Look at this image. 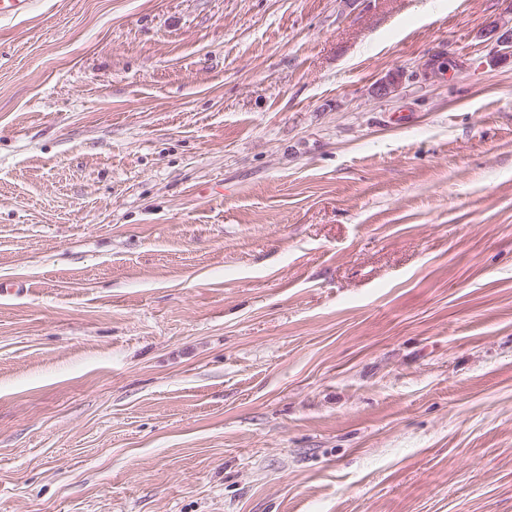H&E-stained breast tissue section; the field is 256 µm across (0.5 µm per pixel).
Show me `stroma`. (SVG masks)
<instances>
[{
  "label": "stroma",
  "mask_w": 512,
  "mask_h": 512,
  "mask_svg": "<svg viewBox=\"0 0 512 512\" xmlns=\"http://www.w3.org/2000/svg\"><path fill=\"white\" fill-rule=\"evenodd\" d=\"M510 29L512 0L1 20L0 512H512Z\"/></svg>",
  "instance_id": "obj_1"
}]
</instances>
